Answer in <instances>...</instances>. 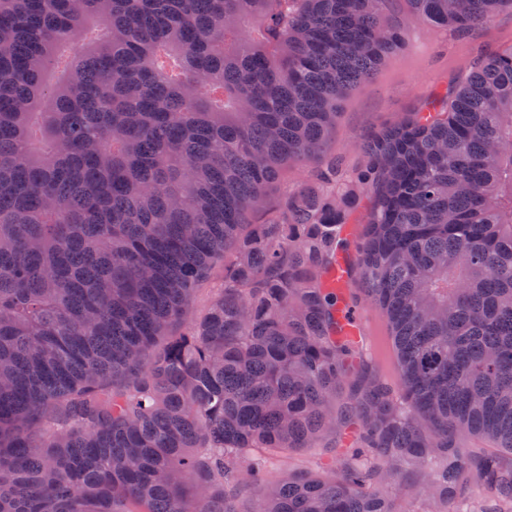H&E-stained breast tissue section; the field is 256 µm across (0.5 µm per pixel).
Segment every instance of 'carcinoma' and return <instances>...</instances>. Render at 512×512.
Masks as SVG:
<instances>
[{
    "mask_svg": "<svg viewBox=\"0 0 512 512\" xmlns=\"http://www.w3.org/2000/svg\"><path fill=\"white\" fill-rule=\"evenodd\" d=\"M388 2L0 0V512H512V462L458 445L512 454V49L344 169L340 103L404 45ZM407 2L462 33L512 11ZM292 163L316 182L254 222ZM350 198V303L387 319L397 390L325 287ZM224 277L223 261L218 260L214 263L209 277L196 288L191 303L193 314H197L205 309L214 296V288H217ZM322 455V448H306L302 451L282 453L270 460V479L275 482L288 470L316 469Z\"/></svg>",
    "mask_w": 512,
    "mask_h": 512,
    "instance_id": "carcinoma-1",
    "label": "carcinoma"
}]
</instances>
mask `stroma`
Instances as JSON below:
<instances>
[{
  "label": "stroma",
  "instance_id": "1",
  "mask_svg": "<svg viewBox=\"0 0 512 512\" xmlns=\"http://www.w3.org/2000/svg\"><path fill=\"white\" fill-rule=\"evenodd\" d=\"M393 9L406 45L343 101L330 142L331 151L348 167L365 165L366 156L359 144L369 134L417 108L432 92L462 80L473 65L477 47L512 48V13L509 12L461 36L423 24L406 0H395ZM354 317L366 332L358 356L376 367L384 383L397 386L400 371L384 315L362 302Z\"/></svg>",
  "mask_w": 512,
  "mask_h": 512
}]
</instances>
